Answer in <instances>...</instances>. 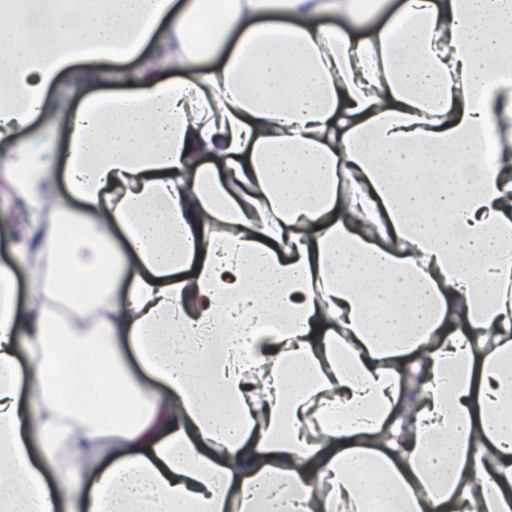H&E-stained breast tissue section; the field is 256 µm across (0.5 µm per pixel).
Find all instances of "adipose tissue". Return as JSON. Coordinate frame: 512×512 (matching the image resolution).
<instances>
[{
    "label": "adipose tissue",
    "instance_id": "adipose-tissue-1",
    "mask_svg": "<svg viewBox=\"0 0 512 512\" xmlns=\"http://www.w3.org/2000/svg\"><path fill=\"white\" fill-rule=\"evenodd\" d=\"M80 61L1 158L0 512H512V0H0V139ZM94 66L101 70L103 73V78L100 82L88 87L87 93H130L135 90V86L132 84L113 82L112 71L119 67V69L125 70L126 73H131L135 71L136 67L138 66V62L136 60H131L122 64H114L112 62L103 61L94 63ZM47 99L59 111V113L55 112L57 122L54 125L46 126L42 118L39 117L26 127L13 132L10 139L11 145L19 142H36L37 145H42L48 142L53 146L55 152L64 151L67 145V132L65 123L60 116L63 114L62 112H69L74 108L76 103L73 104L72 100L62 101L58 89L54 86L47 90ZM7 147L0 143V225L26 224L28 205L20 196L9 195L8 174L1 161V154H5Z\"/></svg>",
    "mask_w": 512,
    "mask_h": 512
}]
</instances>
